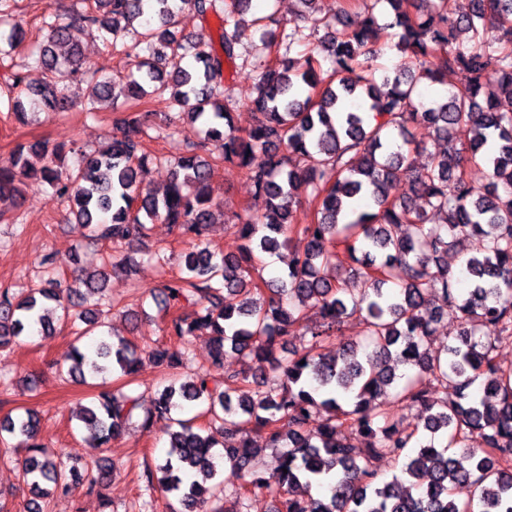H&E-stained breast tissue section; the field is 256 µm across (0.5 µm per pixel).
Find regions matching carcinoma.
I'll return each instance as SVG.
<instances>
[{
	"label": "carcinoma",
	"mask_w": 512,
	"mask_h": 512,
	"mask_svg": "<svg viewBox=\"0 0 512 512\" xmlns=\"http://www.w3.org/2000/svg\"><path fill=\"white\" fill-rule=\"evenodd\" d=\"M14 2L0 0L10 46L23 35L13 22ZM298 2L312 30L326 29L322 48L329 68L316 57L302 73L284 56L263 65L247 96L257 123L244 137L224 109V62L233 58L240 31L223 0H182L201 17L222 16V53L197 54L193 65L184 64L191 45L188 37H177L170 0H82L74 17H42L40 30L47 35L13 75L20 95L8 100L7 109L18 119L35 109L65 112L71 100L63 83L84 74L73 24L99 26L115 48L137 22L145 44V56L133 64L137 78L96 82L82 111L93 117L100 103L167 91L178 116L201 122L205 140L219 151L209 162L187 149L175 158L163 191L144 188L139 174L157 156L145 144L149 126L130 113L108 150L81 154L67 172L57 165L60 149L46 142L19 146L10 165L0 166V204L16 205L29 180L48 185L90 237L112 243L114 270L127 261L126 250L146 245L150 224L170 225L187 244L180 275L164 282L158 295L176 345L153 348L151 358L167 369L185 365L191 340L203 331L213 363L229 353L245 362L222 383L201 371L147 397L99 386L80 417L88 445L108 446L135 418L148 433L164 426L166 458L147 467L143 478L147 488L172 497L168 512H241V501L256 490L278 502L274 512H474L476 506L512 512V368L494 357L496 344L512 339V0H472L461 15L450 0H434L426 12L417 0H371L366 16L352 20L344 11L337 28L314 15L315 0ZM381 3L400 29L396 48L405 61L379 74L372 60L374 9ZM491 28L498 37L488 38ZM63 46L69 50L56 52ZM490 68L497 86L487 91L483 78ZM454 70L463 75L461 87L424 100L422 81L439 82ZM421 127L448 148L415 170L408 155L419 149L413 130ZM461 129L472 137L459 148ZM468 159L488 168L482 190L469 178ZM219 161L237 167L266 198L261 216H236L231 228L241 244L234 254H218L207 242L223 208L210 195ZM328 170L336 173L330 187L322 183ZM401 183L407 190L396 196L392 190ZM308 191L318 198L316 216L299 224L294 206ZM430 211L445 215V222L429 223ZM464 242L472 252L468 287L457 293L447 257ZM282 246L293 253L287 276L253 279L255 263ZM349 262L368 282L355 294L339 275ZM41 265L48 275L41 284L19 295L0 291V348L34 324L41 335L54 334L50 313L60 310V319L85 325L67 357V375L85 382L112 374L132 384L140 358L127 339L101 338L90 350L79 345L97 329L100 312L87 306V298L104 292L108 272L80 270L64 289L55 256H43ZM309 306L321 317L313 327L304 323ZM450 308L460 314V332L434 353L427 338ZM354 313L368 341L326 352L324 340ZM290 336L302 343L282 355ZM400 365L409 373L397 374ZM395 383L394 402L419 408L422 429L401 426L378 403ZM176 397L202 406L201 415L219 425L227 441L218 442L192 418L174 417L181 408ZM39 426L29 409L0 418V444L9 438L27 451L21 463L31 494L27 512H44L42 503L54 493L70 495L80 487L92 493L110 481V465L84 476L45 456ZM256 436L280 450V464L270 474L257 466ZM469 436L484 446L456 452ZM358 437L365 447H354ZM219 457L241 479L230 495L223 483L207 489L190 475L215 478ZM385 457L400 469L382 481L378 463ZM331 473L339 478L327 497L305 493L312 480Z\"/></svg>",
	"instance_id": "carcinoma-1"
}]
</instances>
